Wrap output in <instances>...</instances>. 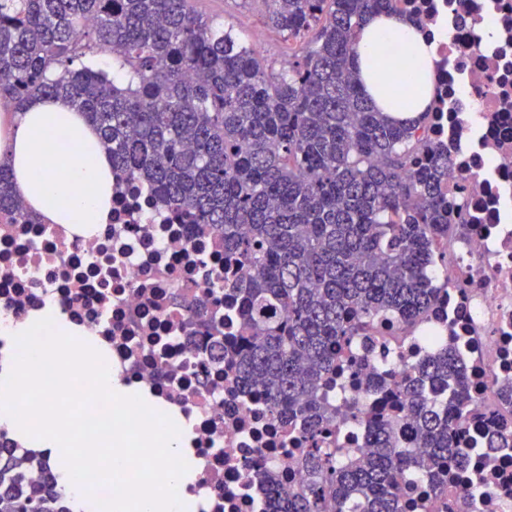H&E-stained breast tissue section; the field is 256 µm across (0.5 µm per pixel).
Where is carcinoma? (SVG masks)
<instances>
[{
	"mask_svg": "<svg viewBox=\"0 0 512 512\" xmlns=\"http://www.w3.org/2000/svg\"><path fill=\"white\" fill-rule=\"evenodd\" d=\"M193 0H0V104L67 100L99 131L112 171L224 233L245 268L240 335L224 346L242 383L282 422H303L310 485L274 484L269 512H403L404 476L464 467L463 369L443 350L394 382V411L369 421L370 453L325 447L336 409L323 395L336 349L379 317L411 326L448 286L442 186L448 152L421 140L429 111L400 123L366 93L355 65L361 26L396 0H264L288 44L275 71ZM315 36L306 40L311 29ZM112 56V71L74 62ZM0 215L31 223L0 164ZM462 392L445 403L448 387ZM406 447L392 434L400 422ZM0 447V512H46L13 494Z\"/></svg>",
	"mask_w": 512,
	"mask_h": 512,
	"instance_id": "1",
	"label": "carcinoma"
}]
</instances>
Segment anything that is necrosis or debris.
<instances>
[{
  "instance_id": "necrosis-or-debris-1",
  "label": "necrosis or debris",
  "mask_w": 512,
  "mask_h": 512,
  "mask_svg": "<svg viewBox=\"0 0 512 512\" xmlns=\"http://www.w3.org/2000/svg\"><path fill=\"white\" fill-rule=\"evenodd\" d=\"M400 8L438 40L426 138L455 162L445 190L454 232L437 273L447 286L426 323L406 329L386 319L339 351L329 398L389 406L380 380L452 347L466 371L471 421L458 448L468 469L457 483L411 473L405 512H445L463 485L473 489L471 512H512V449L492 457L486 446L512 431V398L501 396L512 386V0H401ZM485 21L493 40L476 31ZM241 273L217 231H194L135 182L113 181L112 220L87 237L0 217V313L20 320L55 302L99 337L130 386L194 415V489L206 498L198 512H263L267 469L287 487L309 480L299 430L273 420L220 357L214 325L234 305L219 289Z\"/></svg>"
}]
</instances>
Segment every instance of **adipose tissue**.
Listing matches in <instances>:
<instances>
[{"mask_svg":"<svg viewBox=\"0 0 512 512\" xmlns=\"http://www.w3.org/2000/svg\"><path fill=\"white\" fill-rule=\"evenodd\" d=\"M366 92L397 120L415 118L432 98L436 45L407 19L371 17L356 47ZM403 95L413 105L398 104ZM0 160L13 187L46 224H105L111 217L112 164L96 129L58 98L0 115Z\"/></svg>","mask_w":512,"mask_h":512,"instance_id":"adipose-tissue-1","label":"adipose tissue"}]
</instances>
